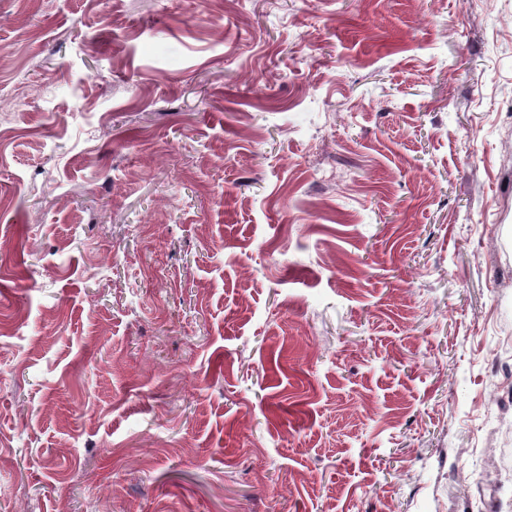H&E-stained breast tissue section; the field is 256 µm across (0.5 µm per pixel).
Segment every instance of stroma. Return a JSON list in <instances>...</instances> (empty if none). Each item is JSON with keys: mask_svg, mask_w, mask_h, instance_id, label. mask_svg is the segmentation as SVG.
<instances>
[{"mask_svg": "<svg viewBox=\"0 0 512 512\" xmlns=\"http://www.w3.org/2000/svg\"><path fill=\"white\" fill-rule=\"evenodd\" d=\"M0 512H512V0H0Z\"/></svg>", "mask_w": 512, "mask_h": 512, "instance_id": "35a3bbf8", "label": "stroma"}]
</instances>
